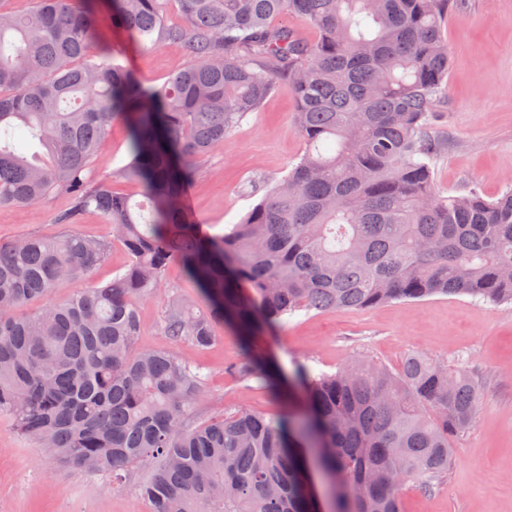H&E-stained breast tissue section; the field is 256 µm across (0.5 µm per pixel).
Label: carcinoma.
<instances>
[{
    "mask_svg": "<svg viewBox=\"0 0 512 512\" xmlns=\"http://www.w3.org/2000/svg\"><path fill=\"white\" fill-rule=\"evenodd\" d=\"M451 0H35L0 9V205L70 199L112 240L74 232L0 242V413L60 461L119 484L142 468L152 512H402L403 488L448 475L452 438L482 406L462 359L412 352L396 368L354 355L304 367L301 407L194 417L197 363L139 346L136 299L179 262L198 288L161 320L204 348L229 321L243 336L299 312L363 310L435 295L512 303V188L445 196L431 162L432 98L448 86L442 21ZM318 32L308 42L277 18ZM107 29L147 52L166 42L191 64L161 85L119 63ZM283 83L304 154L233 228L211 235L179 205L208 153ZM116 120L128 162L92 180ZM37 144L39 158L25 147ZM122 177L140 199L112 190ZM123 272L91 280L111 241ZM88 282L64 298L60 289ZM35 309H29L34 303ZM267 384L250 355L232 366Z\"/></svg>",
    "mask_w": 512,
    "mask_h": 512,
    "instance_id": "1",
    "label": "carcinoma"
}]
</instances>
